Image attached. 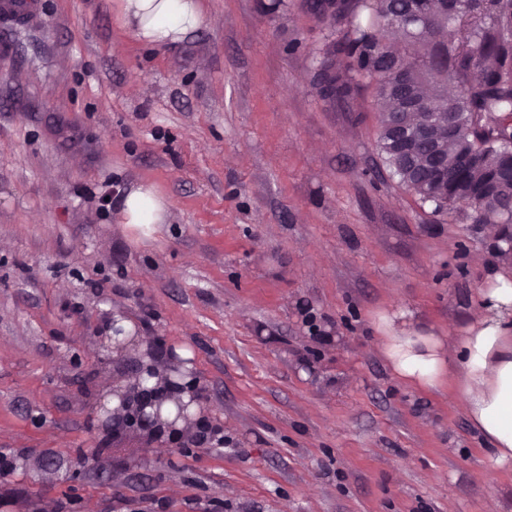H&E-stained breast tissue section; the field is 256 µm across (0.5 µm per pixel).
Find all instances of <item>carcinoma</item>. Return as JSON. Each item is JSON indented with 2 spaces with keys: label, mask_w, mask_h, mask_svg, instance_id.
Wrapping results in <instances>:
<instances>
[{
  "label": "carcinoma",
  "mask_w": 512,
  "mask_h": 512,
  "mask_svg": "<svg viewBox=\"0 0 512 512\" xmlns=\"http://www.w3.org/2000/svg\"><path fill=\"white\" fill-rule=\"evenodd\" d=\"M326 31L320 52L336 73L315 83L343 106L369 88L379 112L378 149L390 175L434 210L466 205L472 224H512V0H338L336 15L312 0ZM454 120L448 179L435 184L394 145L411 103Z\"/></svg>",
  "instance_id": "carcinoma-1"
}]
</instances>
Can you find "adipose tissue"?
<instances>
[{
    "label": "adipose tissue",
    "mask_w": 512,
    "mask_h": 512,
    "mask_svg": "<svg viewBox=\"0 0 512 512\" xmlns=\"http://www.w3.org/2000/svg\"><path fill=\"white\" fill-rule=\"evenodd\" d=\"M123 25L150 46L182 40L201 27L198 0H118ZM163 205L153 189L132 191L119 207L126 224H156ZM462 327L420 332L405 313L381 317L380 350L400 381L421 389L451 384L472 427L491 444L493 466L512 462V256L503 255Z\"/></svg>",
    "instance_id": "adipose-tissue-1"
}]
</instances>
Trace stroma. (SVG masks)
Returning a JSON list of instances; mask_svg holds the SVG:
<instances>
[{
    "label": "stroma",
    "mask_w": 512,
    "mask_h": 512,
    "mask_svg": "<svg viewBox=\"0 0 512 512\" xmlns=\"http://www.w3.org/2000/svg\"><path fill=\"white\" fill-rule=\"evenodd\" d=\"M31 2L0 10V512H512V464L376 327L464 323L499 243L389 174L371 91L319 98L301 0H200L162 47L115 0ZM144 185L163 223H121ZM116 318L206 387L223 451L103 443Z\"/></svg>",
    "instance_id": "35a3bbf8"
}]
</instances>
